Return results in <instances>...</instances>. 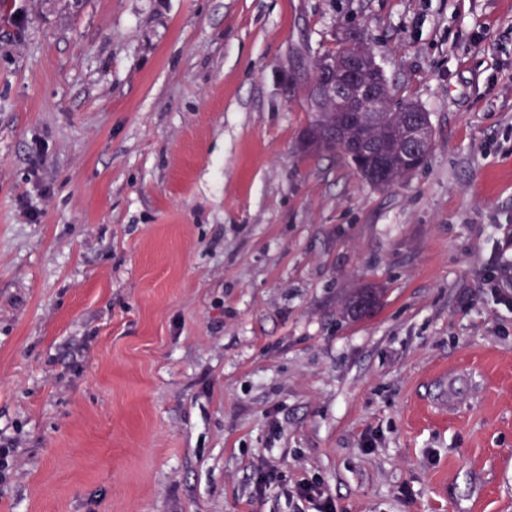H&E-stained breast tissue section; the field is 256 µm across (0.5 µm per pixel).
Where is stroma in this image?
Returning a JSON list of instances; mask_svg holds the SVG:
<instances>
[{
    "label": "stroma",
    "instance_id": "obj_1",
    "mask_svg": "<svg viewBox=\"0 0 512 512\" xmlns=\"http://www.w3.org/2000/svg\"><path fill=\"white\" fill-rule=\"evenodd\" d=\"M9 4L0 512H512V0ZM351 32L434 129L388 188L303 149ZM288 497L297 501L295 512H308L303 509L304 503L317 506L316 512H335L336 505L333 499L327 494L321 483L302 478L296 481L288 489ZM301 503V504H300Z\"/></svg>",
    "mask_w": 512,
    "mask_h": 512
}]
</instances>
